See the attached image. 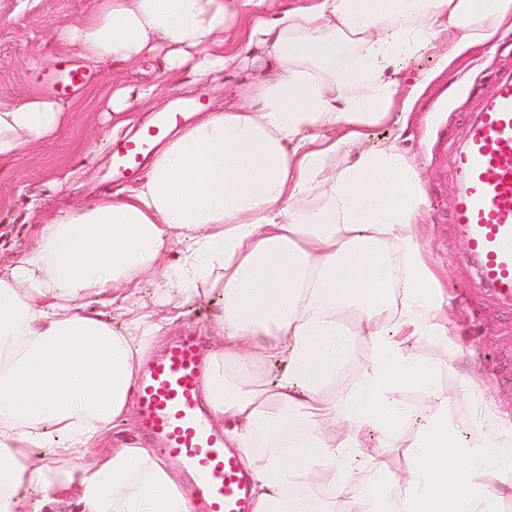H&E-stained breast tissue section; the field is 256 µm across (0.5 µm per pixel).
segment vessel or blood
<instances>
[{"mask_svg": "<svg viewBox=\"0 0 512 512\" xmlns=\"http://www.w3.org/2000/svg\"><path fill=\"white\" fill-rule=\"evenodd\" d=\"M45 79L56 94L66 96L93 77L62 61ZM196 107V102L175 100L152 128L113 153V175L129 173L154 139ZM453 165L452 222L481 285L512 298V73L496 77L453 154ZM205 360L200 343L187 335L149 362L137 384L140 429L160 442L162 456L180 464L192 512H252L250 480L237 454L225 448L223 433L212 427L201 400Z\"/></svg>", "mask_w": 512, "mask_h": 512, "instance_id": "obj_1", "label": "vessel or blood"}]
</instances>
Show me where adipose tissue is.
I'll list each match as a JSON object with an SVG mask.
<instances>
[{
	"label": "adipose tissue",
	"instance_id": "adipose-tissue-1",
	"mask_svg": "<svg viewBox=\"0 0 512 512\" xmlns=\"http://www.w3.org/2000/svg\"><path fill=\"white\" fill-rule=\"evenodd\" d=\"M445 30L457 55L489 44L512 33V0H282L274 11L269 0H98L57 27L91 67L160 52L162 80L186 64L207 74L255 63L259 74L243 103L166 131L123 198L42 220L35 245L0 270V512H63L72 492L78 512H189L173 465L115 426L134 413L162 320L210 295L221 304L203 402L251 476L253 512H336L355 487L372 512H500L512 426L492 403L467 442L448 395L405 434L396 396L432 370L403 337H436L450 364L458 348L411 231L420 174L397 144L359 147L367 128L412 108L389 68ZM76 109L48 92L0 97V161L57 136ZM182 239L191 246L170 263ZM148 278L168 297L165 319L133 306ZM351 331L373 356L345 390L336 373ZM265 359L282 366L275 383L258 370ZM320 409L344 432L322 427ZM366 427L406 449L405 475L386 476L359 440ZM349 457L371 485L341 468Z\"/></svg>",
	"mask_w": 512,
	"mask_h": 512
}]
</instances>
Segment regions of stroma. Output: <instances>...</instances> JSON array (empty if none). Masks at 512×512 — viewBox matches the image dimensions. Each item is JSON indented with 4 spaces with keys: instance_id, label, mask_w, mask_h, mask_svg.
Returning <instances> with one entry per match:
<instances>
[{
    "instance_id": "stroma-1",
    "label": "stroma",
    "mask_w": 512,
    "mask_h": 512,
    "mask_svg": "<svg viewBox=\"0 0 512 512\" xmlns=\"http://www.w3.org/2000/svg\"><path fill=\"white\" fill-rule=\"evenodd\" d=\"M96 0H0V96H22L46 89L44 73L57 59L77 61L75 49L57 38L56 26L89 15ZM452 37L440 33L433 48L396 65L403 89L414 78L433 75V82L416 102L408 118L393 114L365 131L363 148L397 143L413 161L422 178L426 212L414 224L427 240V262L448 295L452 313L450 337L462 350L458 371L471 374V390H461L449 375L443 350L430 336L411 338L407 346L415 356L435 364L432 385L413 388L397 396L405 416L408 435L420 433L434 412L438 397H456L455 433L466 441L483 422L484 400L493 398L500 412L512 419V300L505 301L478 284L463 241L450 220L453 205L451 151L463 136L477 101L490 87L492 73L512 70V34L455 57ZM162 56L144 61L140 68L123 71L124 83L134 89L152 88L149 106L132 105L128 123L115 127L109 112L112 67L94 71L93 83L74 94L81 110L72 126L51 140L35 141L16 159L0 162V268L10 266L16 255L37 240L39 222L51 208L72 201L92 202L98 197L139 185L147 172L139 166L127 178L112 175V150L143 129L173 98L205 97L212 106L223 107L244 89L249 72L232 77L223 73L194 75L189 68L169 73L164 83L154 75ZM211 299L186 302L178 321L163 327L166 339L190 331L203 346L215 336Z\"/></svg>"
}]
</instances>
